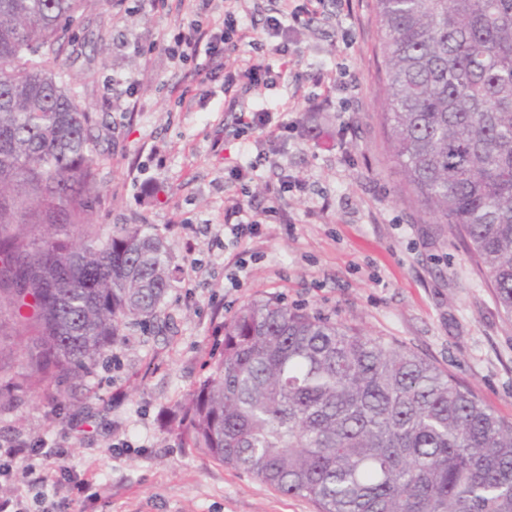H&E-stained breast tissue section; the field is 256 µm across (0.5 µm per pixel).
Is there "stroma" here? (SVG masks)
I'll return each instance as SVG.
<instances>
[{"label": "stroma", "instance_id": "stroma-1", "mask_svg": "<svg viewBox=\"0 0 512 512\" xmlns=\"http://www.w3.org/2000/svg\"><path fill=\"white\" fill-rule=\"evenodd\" d=\"M374 0H325L288 37V81L249 94L212 82L206 101L181 98L185 68L165 45L182 27L177 10L148 0H87L72 25L80 46L65 68L97 119L100 234L147 224L165 242L171 286L156 321L133 324L80 381L59 379L54 396L8 388L0 378V444L68 446L67 480L44 486L42 456L17 463L0 498L23 496L29 512L87 491L69 512H317L184 444L168 419L209 375L218 326L243 304L301 306L393 340L475 388L512 419V323L461 242L431 223L402 188L380 114L381 32ZM263 105L292 130L279 165L250 185L269 206V185L296 183L284 222L256 240L224 237L229 167L261 139L236 135V118ZM94 430L69 444L70 425Z\"/></svg>", "mask_w": 512, "mask_h": 512}]
</instances>
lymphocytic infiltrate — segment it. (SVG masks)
<instances>
[{"label":"lymphocytic infiltrate","instance_id":"lymphocytic-infiltrate-1","mask_svg":"<svg viewBox=\"0 0 512 512\" xmlns=\"http://www.w3.org/2000/svg\"><path fill=\"white\" fill-rule=\"evenodd\" d=\"M322 6V0H282L275 15L266 17L264 38L256 40L250 28L240 25L233 11H225L221 22L213 26L202 27L197 19H188L174 38L169 55L179 62L193 64L198 79L197 89L200 96H207L208 85L216 77H223L225 88L241 87L247 90L258 89L285 79L286 71H274L269 54L287 55L289 22H300L302 17L316 14ZM263 43L269 50L268 55H254L240 59L239 63L225 66L223 72H216L208 66L209 60L218 56H231L240 46H252ZM240 121L249 128L262 130L264 146L259 149L247 167H232L234 179H247L250 173L259 171L265 165L273 164L277 153V142L284 131L283 126L272 124L271 115L257 109L241 113Z\"/></svg>","mask_w":512,"mask_h":512}]
</instances>
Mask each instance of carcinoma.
Returning <instances> with one entry per match:
<instances>
[{"mask_svg":"<svg viewBox=\"0 0 512 512\" xmlns=\"http://www.w3.org/2000/svg\"><path fill=\"white\" fill-rule=\"evenodd\" d=\"M85 0H0V336L12 368L82 379L171 272L142 224L103 237L92 118L62 80ZM407 190L462 240L512 323V0H375ZM181 409L190 448L318 512H512V421L433 361L275 301L217 330Z\"/></svg>","mask_w":512,"mask_h":512,"instance_id":"cac0c4a2","label":"carcinoma"}]
</instances>
